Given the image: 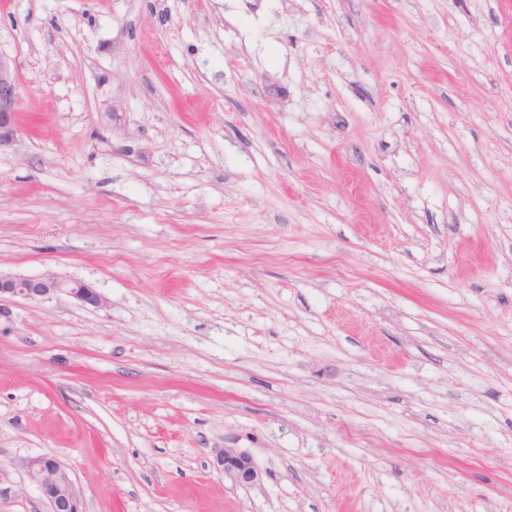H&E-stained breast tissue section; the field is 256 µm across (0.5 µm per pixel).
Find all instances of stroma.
Masks as SVG:
<instances>
[{"label": "stroma", "mask_w": 512, "mask_h": 512, "mask_svg": "<svg viewBox=\"0 0 512 512\" xmlns=\"http://www.w3.org/2000/svg\"><path fill=\"white\" fill-rule=\"evenodd\" d=\"M0 512H512V0H0ZM249 452L240 487L213 465ZM17 73L0 55V151L10 147L17 137L14 105ZM59 293L67 294L84 306L99 308L105 303L98 291L89 283L69 280L50 269L34 276L0 272V299L7 297L43 301ZM216 461L235 485L252 486L261 480V470L253 457L239 448H224ZM29 482L50 504V512H80V490L70 471L53 455L30 457L22 462Z\"/></svg>", "instance_id": "1"}]
</instances>
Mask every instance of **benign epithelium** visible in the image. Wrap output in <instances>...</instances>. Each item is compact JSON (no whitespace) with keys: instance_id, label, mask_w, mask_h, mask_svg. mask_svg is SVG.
Wrapping results in <instances>:
<instances>
[{"instance_id":"obj_1","label":"benign epithelium","mask_w":512,"mask_h":512,"mask_svg":"<svg viewBox=\"0 0 512 512\" xmlns=\"http://www.w3.org/2000/svg\"><path fill=\"white\" fill-rule=\"evenodd\" d=\"M16 82L15 69L0 56V150L11 146L17 137ZM59 293L67 294L84 306L99 308L104 305V299L92 285L69 280L50 269L34 276L0 272V298L43 301ZM217 464L238 486H252L262 477L253 457L238 448L224 449L217 457ZM22 465L29 482L50 504V512H80V490L69 469L57 457L47 454L30 457Z\"/></svg>"}]
</instances>
